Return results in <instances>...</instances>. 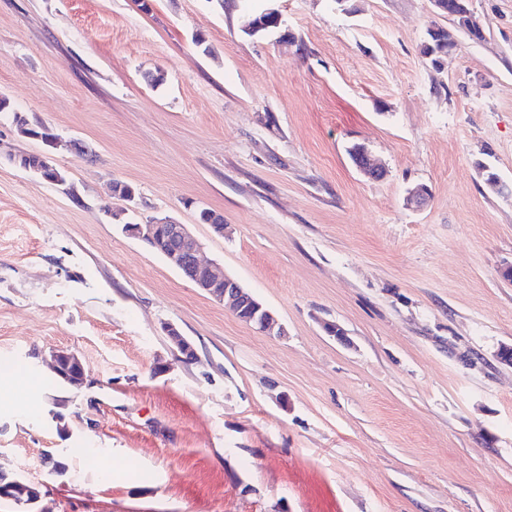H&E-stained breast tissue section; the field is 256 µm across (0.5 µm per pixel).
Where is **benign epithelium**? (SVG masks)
I'll use <instances>...</instances> for the list:
<instances>
[{"instance_id": "obj_1", "label": "benign epithelium", "mask_w": 512, "mask_h": 512, "mask_svg": "<svg viewBox=\"0 0 512 512\" xmlns=\"http://www.w3.org/2000/svg\"><path fill=\"white\" fill-rule=\"evenodd\" d=\"M262 17L272 20L277 26L282 22L279 9L266 7L259 14L248 13L245 28H252V24ZM356 166L373 178L383 174L382 169L372 162L364 148L359 151ZM159 234H165L174 241V247L166 253V260L196 287L227 304L239 320L256 332L269 336L285 335L284 325L268 307L235 279L221 273L216 266L200 260L201 243L187 225L167 217H153L146 224L136 225L132 231V236L146 242L154 240ZM63 366L73 368V371L66 372L68 381L74 383L83 378V365L76 354L64 351L54 353V369ZM0 497L13 499L19 503L26 498L29 502L36 503L41 500L42 492L40 485L23 480L14 482L4 492L0 490Z\"/></svg>"}]
</instances>
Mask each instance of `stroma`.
Segmentation results:
<instances>
[{
  "label": "stroma",
  "mask_w": 512,
  "mask_h": 512,
  "mask_svg": "<svg viewBox=\"0 0 512 512\" xmlns=\"http://www.w3.org/2000/svg\"><path fill=\"white\" fill-rule=\"evenodd\" d=\"M247 5L0 0V472L40 512H512V0H469L481 42L432 0H277L256 36ZM42 151L65 184L16 161ZM120 212L188 225L285 335ZM264 16L266 17V19L273 20V22L276 26L272 25V23H264L263 26H260L258 29H254V26H252V24L257 19H261ZM281 22H282V15H281L279 9L274 8V7H266L261 11L260 14L254 13V12H248V18H247L244 28L254 29V30H252L250 32L243 30V32L249 36L266 33V32L272 31L274 29H277L280 26ZM52 357L55 371H57L62 366L73 367V372L66 371L68 382L74 383L83 378V365L76 354L59 351L54 353ZM41 484H34L27 481H16L12 485L6 488V492L1 491L0 497L16 500L18 503L24 502L23 498H28V504L36 503L41 500L42 492L40 489ZM16 502V503H17Z\"/></svg>",
  "instance_id": "1"
}]
</instances>
